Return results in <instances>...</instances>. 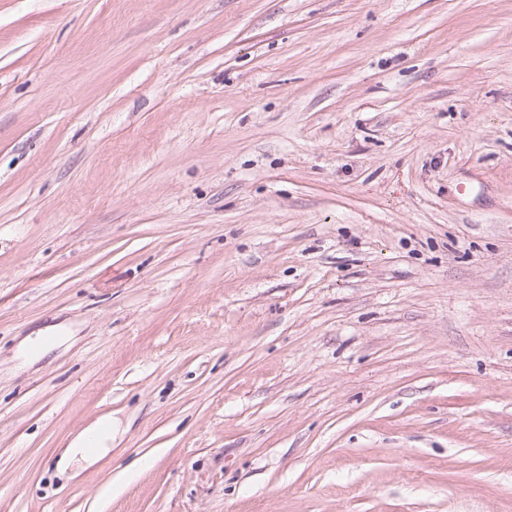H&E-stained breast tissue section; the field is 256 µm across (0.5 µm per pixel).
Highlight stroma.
<instances>
[{"label":"stroma","mask_w":512,"mask_h":512,"mask_svg":"<svg viewBox=\"0 0 512 512\" xmlns=\"http://www.w3.org/2000/svg\"><path fill=\"white\" fill-rule=\"evenodd\" d=\"M0 512H512V0H0ZM113 434L112 420L98 419L64 449L57 460L58 468L66 470L73 462L92 466L103 460L112 451ZM89 444H95V448H88Z\"/></svg>","instance_id":"obj_1"}]
</instances>
